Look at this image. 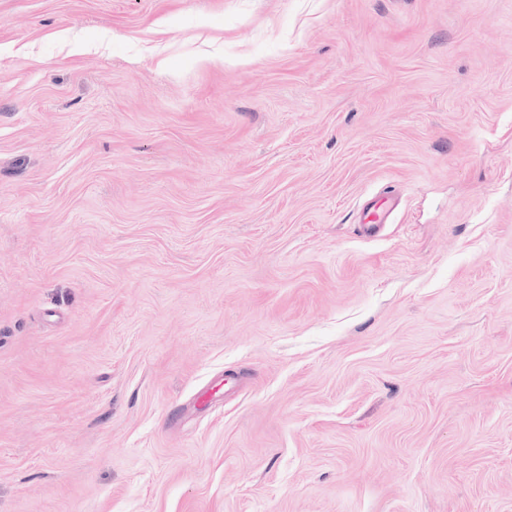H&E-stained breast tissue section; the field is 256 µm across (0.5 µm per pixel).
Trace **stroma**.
<instances>
[{"instance_id": "1", "label": "stroma", "mask_w": 512, "mask_h": 512, "mask_svg": "<svg viewBox=\"0 0 512 512\" xmlns=\"http://www.w3.org/2000/svg\"><path fill=\"white\" fill-rule=\"evenodd\" d=\"M0 512H512V0H0ZM397 199L393 195H383L378 203L368 210H362L360 223L369 225L368 229L378 228L384 224L391 211L395 208Z\"/></svg>"}]
</instances>
